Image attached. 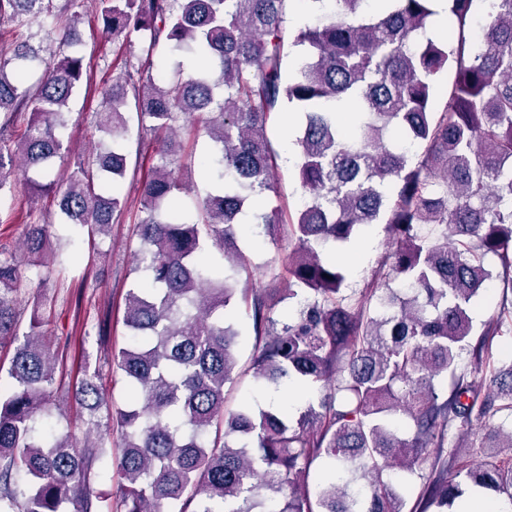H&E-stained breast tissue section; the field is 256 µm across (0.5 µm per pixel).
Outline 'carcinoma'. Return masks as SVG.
<instances>
[{
    "label": "carcinoma",
    "instance_id": "carcinoma-1",
    "mask_svg": "<svg viewBox=\"0 0 512 512\" xmlns=\"http://www.w3.org/2000/svg\"><path fill=\"white\" fill-rule=\"evenodd\" d=\"M285 2L95 0L112 42L137 41L144 57L124 63L96 112L109 143L78 154L60 182L28 178L24 188L57 192L76 233L108 234L129 207L119 192L127 110L148 124L140 279L123 313L131 341L94 362L90 330L62 341L49 329L57 295L19 299L27 270L57 257L52 223L27 224L31 262L0 246V347L14 346L0 387V512H456L472 492L512 501V463L498 460L512 456V364L495 366L492 353L512 331V303L479 328L470 315L488 281L512 288V0L492 3L479 50L470 42L475 0H447L450 40L425 36L434 0H383L379 11L335 0L297 31L300 60L286 80ZM83 4L0 0V26L12 32L0 54V192L11 189L6 168L45 173L65 152L69 99L87 74L84 57L67 51ZM34 22L58 30L61 49L48 62L22 32ZM160 49L173 57L170 81L150 72ZM287 105L303 119L295 172L305 198L293 215L255 208L276 192L266 127ZM187 128L209 139L207 155L195 158L178 139ZM394 136L421 148L416 164ZM194 163L212 180L187 217L180 171ZM243 215L271 241H294L282 259L286 287L236 288L251 268L235 245ZM381 223L391 250L367 287L350 292L326 248ZM209 246L222 253L218 269L202 263ZM238 306L254 334V379L275 389L299 382L318 400L296 412L245 400L224 412ZM73 348L74 371L65 365ZM465 358L490 372L488 392L461 367ZM115 369L135 401L127 409L107 396ZM69 397L84 413L80 436L47 426ZM475 417L500 420L476 464L462 451ZM395 470L419 479L409 511ZM107 475L113 499L95 488Z\"/></svg>",
    "mask_w": 512,
    "mask_h": 512
}]
</instances>
